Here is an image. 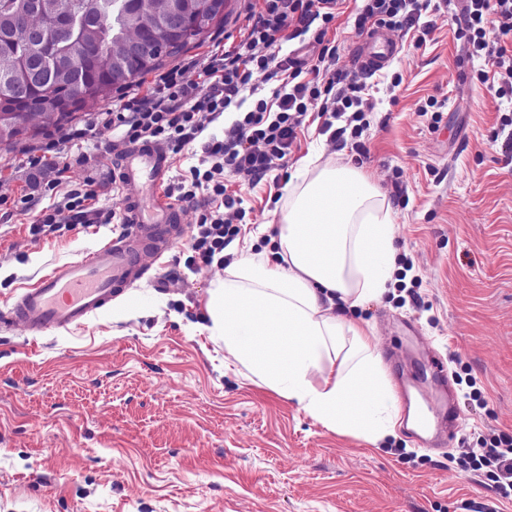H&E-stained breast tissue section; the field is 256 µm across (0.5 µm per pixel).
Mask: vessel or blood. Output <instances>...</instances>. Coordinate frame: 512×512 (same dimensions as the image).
<instances>
[{"label": "vessel or blood", "instance_id": "vessel-or-blood-1", "mask_svg": "<svg viewBox=\"0 0 512 512\" xmlns=\"http://www.w3.org/2000/svg\"><path fill=\"white\" fill-rule=\"evenodd\" d=\"M397 43L376 29L362 41L360 57L364 68L377 70L390 63ZM121 183L156 188L163 186L170 171L167 151L157 143H135L117 158ZM121 208L129 229L95 249L87 257L55 268L37 284L25 289L7 311L0 313V327L23 325L27 333L70 329L84 324L108 307L112 300L141 280L154 260L181 238L183 214L164 198L125 197ZM423 380L436 393L439 423L456 428L455 402L448 369L441 357L428 358Z\"/></svg>", "mask_w": 512, "mask_h": 512}]
</instances>
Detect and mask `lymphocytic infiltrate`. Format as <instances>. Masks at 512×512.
<instances>
[{"label": "lymphocytic infiltrate", "mask_w": 512, "mask_h": 512, "mask_svg": "<svg viewBox=\"0 0 512 512\" xmlns=\"http://www.w3.org/2000/svg\"><path fill=\"white\" fill-rule=\"evenodd\" d=\"M340 0H262L252 9L237 40L198 64V78L188 81L182 69L160 75L146 95L128 94L97 120L122 130L128 141L150 140L179 150L199 144L191 179L168 188L175 202L199 212L188 248L204 265H212L239 234L246 211L230 195L223 173L260 181L292 151L296 130L309 112L323 116L322 132L331 141L358 140L370 125V88L336 66L337 46L325 37ZM452 0H363L358 29L385 27L416 30L429 36L434 25L427 13L450 12ZM461 19L472 55L488 58L498 97L512 98V0H463ZM312 36L320 47L314 64L283 53L282 45ZM277 81L273 99L260 93L254 75ZM228 116L222 135L205 136L207 126ZM75 195L61 207L44 211L32 235H50L77 224L98 223L102 214ZM465 471L486 470L495 491L512 495V448L493 438L458 459Z\"/></svg>", "instance_id": "lymphocytic-infiltrate-1"}]
</instances>
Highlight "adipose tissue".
Here are the masks:
<instances>
[{
	"label": "adipose tissue",
	"mask_w": 512,
	"mask_h": 512,
	"mask_svg": "<svg viewBox=\"0 0 512 512\" xmlns=\"http://www.w3.org/2000/svg\"><path fill=\"white\" fill-rule=\"evenodd\" d=\"M289 182L288 206L269 247L241 249V258L209 290L214 340L259 385L297 401L333 431L379 440L393 434L392 393L380 356L362 325L333 315L335 302L358 307L380 299L396 271L393 218L360 168L322 169ZM356 337L364 358L336 369V337ZM275 331L282 355L255 344Z\"/></svg>",
	"instance_id": "adipose-tissue-1"
}]
</instances>
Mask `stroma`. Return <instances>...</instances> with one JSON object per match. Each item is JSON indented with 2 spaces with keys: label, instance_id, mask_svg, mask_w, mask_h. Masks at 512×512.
Returning a JSON list of instances; mask_svg holds the SVG:
<instances>
[{
  "label": "stroma",
  "instance_id": "obj_1",
  "mask_svg": "<svg viewBox=\"0 0 512 512\" xmlns=\"http://www.w3.org/2000/svg\"><path fill=\"white\" fill-rule=\"evenodd\" d=\"M356 15L346 0L327 38L340 66L374 87L369 129L343 146L308 118L286 167L257 183L225 176L248 212L236 242L279 226L307 155L319 168L364 167L411 268L404 287L353 317L395 352L390 380L418 375L428 352L447 358L455 440L425 448L401 422L375 444L340 434L248 379L208 332V291L224 270H190L182 239L121 295L129 315L38 336L0 328V512H512L484 472L456 464L482 439L512 438V139L500 127L512 102L479 81L488 64L469 56L455 19L434 16L421 45L394 33L397 56L371 73ZM433 99L436 125L423 113ZM123 144L101 126L59 143L61 177L28 169L23 145L0 146V312L120 233L110 223L36 238L29 227L78 191L119 209L127 190L112 166Z\"/></svg>",
  "mask_w": 512,
  "mask_h": 512
}]
</instances>
